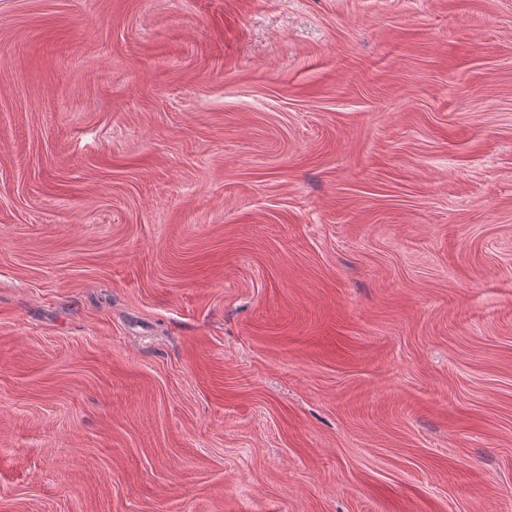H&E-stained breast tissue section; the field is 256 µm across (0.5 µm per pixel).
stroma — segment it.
<instances>
[{
	"label": "stroma",
	"mask_w": 512,
	"mask_h": 512,
	"mask_svg": "<svg viewBox=\"0 0 512 512\" xmlns=\"http://www.w3.org/2000/svg\"><path fill=\"white\" fill-rule=\"evenodd\" d=\"M0 512H512V0H0Z\"/></svg>",
	"instance_id": "1"
}]
</instances>
